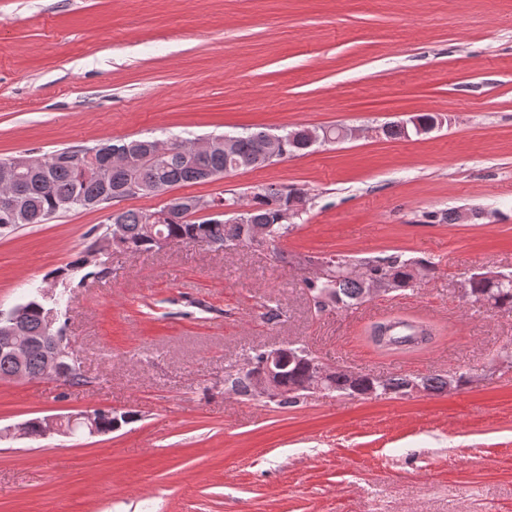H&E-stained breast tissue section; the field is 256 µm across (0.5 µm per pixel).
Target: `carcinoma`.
Wrapping results in <instances>:
<instances>
[{
    "mask_svg": "<svg viewBox=\"0 0 512 512\" xmlns=\"http://www.w3.org/2000/svg\"><path fill=\"white\" fill-rule=\"evenodd\" d=\"M307 128L284 130L278 138L271 139V132L263 129L246 131L232 136L231 152L224 148L191 156L194 141L178 138L161 140L130 139L110 144L127 150L138 158V165L128 167L112 163V173L107 181L101 180L92 168H79L65 159V151H58L48 157L28 160V167L17 184L0 182V197L5 194L19 198L18 208L12 211L0 209V232L14 229L21 224H41L50 216L60 212L61 202H69V209H90L97 207L101 198L108 196L122 200L131 197L127 186L131 180L140 182L139 195H156V189L171 191L177 187L200 184L208 181L206 172L220 175L234 171L233 163L241 162L242 168L267 166L266 157L275 161L288 159L305 153L304 133ZM307 197V192L298 186L267 185L259 188L250 198L231 195L213 197L219 205H241L247 208L240 224H228L224 218L198 215L197 202L200 196L171 197L165 203L173 215L171 222L159 226L167 236L186 244L205 243L219 248L249 246L264 249L274 245L293 230L294 225L284 220L295 202ZM151 211L121 210L113 215L112 225L122 229L119 238L106 233L103 245L93 242L76 260L57 271V279L64 282L77 273L82 279L95 278L107 272L105 256L112 248L131 254L154 252V239L150 235ZM337 267L325 277L315 275L304 280V288L314 299L328 297L330 305L347 309L364 301L368 296L369 280L385 279L393 292L410 289L414 283L412 271L419 268L434 272L436 265L431 261L404 259L392 254L361 264L345 256H337ZM467 297L475 302H486L494 308L512 310V274H503L498 279L482 277L474 273L469 277ZM26 312L29 335L40 336L48 319L62 315V295L36 291L22 303ZM391 328L390 344L384 345L378 339L379 326H374L370 339L379 348L389 352H402L419 347L411 342L412 336L421 331L431 337V325L417 320L394 317L387 320ZM301 349L307 358L290 360L276 378V384L283 391L297 390L306 383L312 369L322 365L319 358L306 346L293 344L289 350ZM467 383L463 375L448 380L441 376L399 377L389 376L379 382L369 375H356L348 370H331L329 387L340 395L361 396H404L412 389L426 392H452ZM225 389L240 396L252 392L247 376L241 371L224 377Z\"/></svg>",
    "mask_w": 512,
    "mask_h": 512,
    "instance_id": "obj_1",
    "label": "carcinoma"
}]
</instances>
